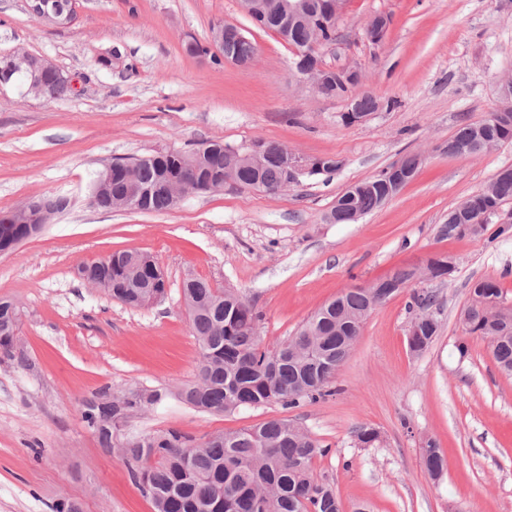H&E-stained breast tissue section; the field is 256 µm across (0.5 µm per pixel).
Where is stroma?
Instances as JSON below:
<instances>
[{
	"instance_id": "obj_1",
	"label": "stroma",
	"mask_w": 512,
	"mask_h": 512,
	"mask_svg": "<svg viewBox=\"0 0 512 512\" xmlns=\"http://www.w3.org/2000/svg\"><path fill=\"white\" fill-rule=\"evenodd\" d=\"M72 8L75 23L55 28L33 18L26 0H0V58L43 56L78 80L76 93L52 101L14 81L0 85V211L69 201L41 233L0 254V298L21 309L25 357L0 359V512H53L62 497L80 512H154L125 460L101 448L82 419L80 400L104 387L168 391L162 405L129 418L141 434L176 429L200 442L272 418L298 422L328 446L314 471L346 512L360 502L371 512H512V377L499 373L486 343L464 340L460 323L477 280H496L512 304V230L492 223L479 241L441 233L451 210L512 166V143L470 157L446 151L463 123L497 108L499 81L512 78V0H346L340 38L322 61L357 69V92L382 102L349 126L345 100L297 78L293 47L258 28L239 0H72ZM379 15L389 27L375 43L365 28ZM219 23L246 29L252 66L185 53L186 39L207 43ZM106 56L111 66L101 65ZM258 137L342 166L278 194L193 193L163 213L89 201L93 176L115 159ZM410 153L422 155L420 171L381 208L354 223L325 222L348 187ZM129 249L165 271L161 302L132 309L78 277V265ZM437 254L455 270L420 284L436 294L440 322L423 354L408 351L402 293L367 319L332 396L224 414L178 397L199 360L181 301L186 276L238 289L272 347L341 291ZM361 425L379 440L360 444ZM429 437L446 458L438 481L422 460Z\"/></svg>"
}]
</instances>
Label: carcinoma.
<instances>
[{"label":"carcinoma","mask_w":512,"mask_h":512,"mask_svg":"<svg viewBox=\"0 0 512 512\" xmlns=\"http://www.w3.org/2000/svg\"><path fill=\"white\" fill-rule=\"evenodd\" d=\"M501 111L464 123L448 140V154L480 153L512 142V101ZM268 155L258 172L241 171L240 178H259L278 188L285 181L288 159L284 145L269 141ZM204 154L182 152L183 160L195 162L196 193L211 191L209 178L235 162V146L208 142ZM318 166L308 175L334 173L341 166L332 156L316 159ZM132 170L112 171V196H98L92 205L113 209V199L149 190L141 211L162 212L174 207L162 190L164 177L180 167V160L166 154H151L130 160ZM393 182L389 169L364 180L365 190L350 189L336 199L329 222L350 223V214L364 216L384 204ZM512 203V168L499 171L481 190L466 200V208L448 213L442 235L448 238H483L487 224ZM20 232L11 222V212L0 213V251L10 246ZM133 251L115 259L102 258L83 264L91 281L105 287L112 298L130 307L145 306L150 293H166L160 271L148 272L141 282L132 280L126 264ZM454 270L448 258L427 261L426 274L414 267H400L367 293L361 288L342 291L337 299L320 308L295 335L278 345L263 346L257 333L258 315L250 302L233 288H214L204 279L191 276L182 291L193 303L189 326L199 347L198 374L178 393L185 403L212 413L232 412L245 407L279 404L285 409L315 402L333 394L329 384L346 359L345 347L360 336V323L392 296L409 291L408 308L417 309L408 336L414 355L427 351L439 332L430 309L435 297L409 289L418 279L446 278ZM467 337L488 343L498 369L512 376V305L503 304L498 283L476 281L468 303L460 313ZM19 308L0 301V354L23 364L19 349ZM166 395L154 390L132 389L120 395L105 389L80 402L82 418L103 448H118L134 461L130 476L152 502L154 512H342L333 488L318 480L313 461L329 452L305 430L289 419L263 423L214 434L202 442L177 430L152 434L127 430V413L160 404ZM423 463L433 479L442 476L445 458L437 443L428 440Z\"/></svg>","instance_id":"1"}]
</instances>
